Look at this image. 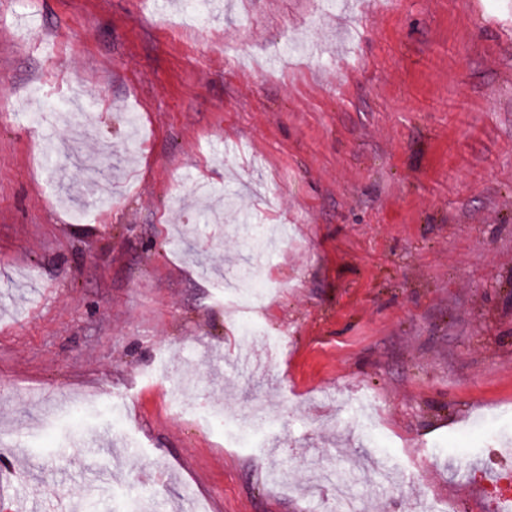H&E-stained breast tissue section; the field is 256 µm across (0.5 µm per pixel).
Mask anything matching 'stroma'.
<instances>
[{"label":"stroma","instance_id":"35a3bbf8","mask_svg":"<svg viewBox=\"0 0 512 512\" xmlns=\"http://www.w3.org/2000/svg\"><path fill=\"white\" fill-rule=\"evenodd\" d=\"M212 2L0 0V512H124L115 469L149 512H312L309 468L362 512H496L512 459L462 430L492 406L512 433V0ZM51 72L103 89L93 123ZM35 108L64 116L50 163ZM252 224L285 345L249 382L208 356L235 355L219 286ZM189 381L283 420L225 447L170 409ZM376 456L395 476L358 475Z\"/></svg>","mask_w":512,"mask_h":512}]
</instances>
